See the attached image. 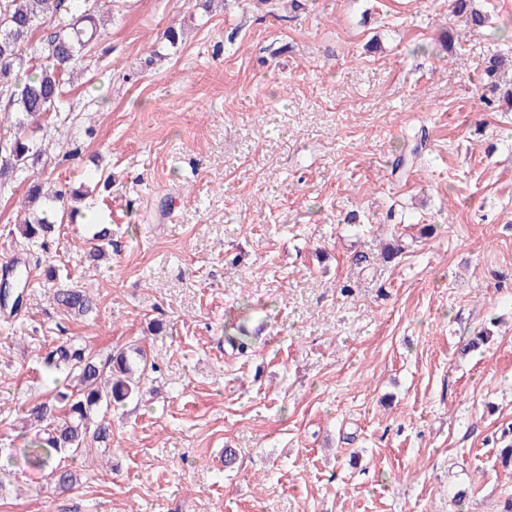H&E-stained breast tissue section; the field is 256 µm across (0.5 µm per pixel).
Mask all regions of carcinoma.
I'll use <instances>...</instances> for the list:
<instances>
[{
    "instance_id": "carcinoma-1",
    "label": "carcinoma",
    "mask_w": 512,
    "mask_h": 512,
    "mask_svg": "<svg viewBox=\"0 0 512 512\" xmlns=\"http://www.w3.org/2000/svg\"><path fill=\"white\" fill-rule=\"evenodd\" d=\"M83 5V11L75 13L68 0H0V99L14 114L13 132L0 136V188H8L12 181L28 183L26 203L41 206L32 219L17 225V231L43 251L56 224L48 213L59 210L72 219L77 213L72 203L88 195L64 186L46 196L42 186L26 176L45 152L30 135L32 127L63 109L71 76L84 69L85 58L98 42L99 7L90 0H83ZM455 8L467 27L485 26L486 15L473 7V0H455ZM44 26L51 27L48 36L34 39ZM507 62L499 52L486 62L483 84L490 96L483 100L489 109L512 105V91L498 95L499 73ZM91 228L97 245L90 257L95 259L112 245V229L106 224ZM27 282L21 267L14 269L11 279L0 280V305L21 307ZM52 300L74 315L87 314L96 306L90 289L78 285L53 289ZM41 364L47 377L60 374L70 384L51 391L25 411L26 420L41 426L27 444L26 460L30 467L47 473L56 490L65 492L78 483L80 473L61 464V459L76 455L85 461L93 449L109 447L112 423L107 415L113 407L137 398L147 369L157 366H148L139 349L116 350L102 359L72 340L51 347Z\"/></svg>"
}]
</instances>
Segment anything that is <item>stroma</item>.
Masks as SVG:
<instances>
[{"label":"stroma","mask_w":512,"mask_h":512,"mask_svg":"<svg viewBox=\"0 0 512 512\" xmlns=\"http://www.w3.org/2000/svg\"><path fill=\"white\" fill-rule=\"evenodd\" d=\"M104 3L34 172L88 189L112 246L91 261L83 223L50 246L93 313L64 312L36 269L0 308V512H503L512 112L485 111L473 77L512 57V0H477L480 29L451 0ZM172 25L179 50L150 60ZM417 132L420 161L392 173ZM24 198L0 192V270L29 256ZM66 340L139 346L157 370L59 493L27 465L20 417L52 386L38 354Z\"/></svg>","instance_id":"stroma-1"}]
</instances>
